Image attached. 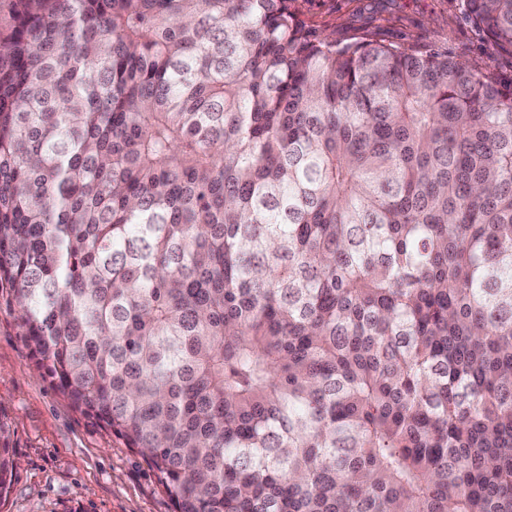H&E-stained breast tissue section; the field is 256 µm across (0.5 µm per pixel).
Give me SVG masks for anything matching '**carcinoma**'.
<instances>
[{
	"label": "carcinoma",
	"instance_id": "obj_1",
	"mask_svg": "<svg viewBox=\"0 0 512 512\" xmlns=\"http://www.w3.org/2000/svg\"><path fill=\"white\" fill-rule=\"evenodd\" d=\"M462 2L512 53V0ZM0 297L175 512H512V89L446 52L17 0Z\"/></svg>",
	"mask_w": 512,
	"mask_h": 512
}]
</instances>
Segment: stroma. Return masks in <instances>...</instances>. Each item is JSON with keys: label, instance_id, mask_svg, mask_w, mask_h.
<instances>
[{"label": "stroma", "instance_id": "stroma-1", "mask_svg": "<svg viewBox=\"0 0 512 512\" xmlns=\"http://www.w3.org/2000/svg\"><path fill=\"white\" fill-rule=\"evenodd\" d=\"M313 30L444 50L495 79L512 54L465 19L461 0H294ZM13 307L0 299V422L18 465L0 512H174L157 471L39 372Z\"/></svg>", "mask_w": 512, "mask_h": 512}]
</instances>
